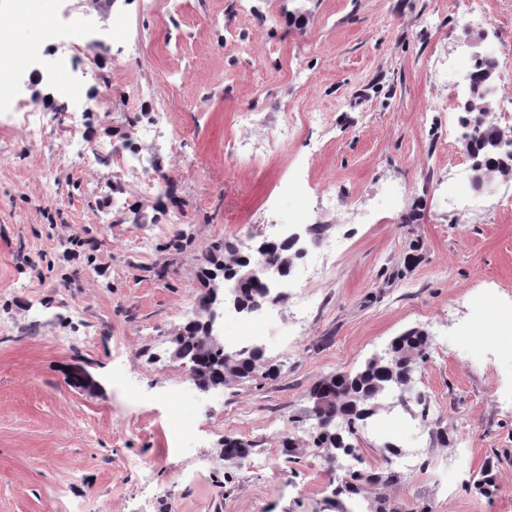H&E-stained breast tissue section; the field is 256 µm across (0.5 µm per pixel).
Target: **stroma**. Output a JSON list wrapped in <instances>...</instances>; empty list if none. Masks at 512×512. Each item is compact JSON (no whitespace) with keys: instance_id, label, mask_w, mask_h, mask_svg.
Here are the masks:
<instances>
[{"instance_id":"1","label":"stroma","mask_w":512,"mask_h":512,"mask_svg":"<svg viewBox=\"0 0 512 512\" xmlns=\"http://www.w3.org/2000/svg\"><path fill=\"white\" fill-rule=\"evenodd\" d=\"M483 4L465 23L464 0H249L245 13L237 0H115L106 17L88 0H37L31 16L0 0L16 53L65 11L86 48L114 27L143 35L79 62L77 109L88 142L165 174L145 192L111 159L85 165L57 85L0 80V99L37 105L48 129L28 144L18 114L0 112V512H512V354L496 347L512 339V202L503 179L459 197L448 176L470 162L451 136L447 57L489 55L510 73L494 120L512 99V0ZM150 123L165 138L138 139ZM244 139L272 150L243 164ZM272 224L324 228L257 339L277 374L202 392L171 339L212 247L257 243ZM412 329L431 340L412 398L382 395L356 453L314 447L315 383ZM182 396L201 432L179 447ZM228 436L286 476L227 466ZM366 469L396 478L342 491Z\"/></svg>"}]
</instances>
